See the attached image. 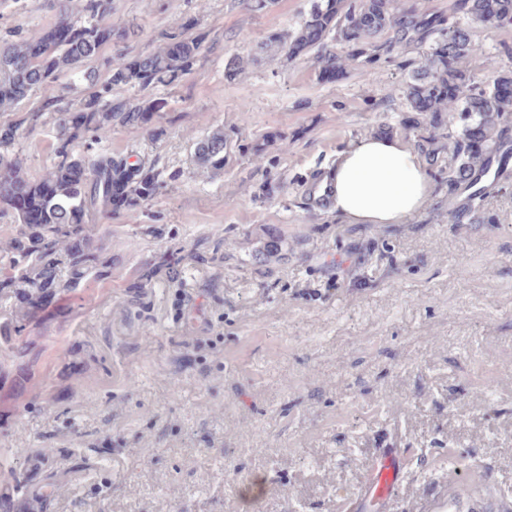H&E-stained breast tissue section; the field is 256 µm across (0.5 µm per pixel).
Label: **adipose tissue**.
I'll list each match as a JSON object with an SVG mask.
<instances>
[{
  "instance_id": "ef3b65f1",
  "label": "adipose tissue",
  "mask_w": 512,
  "mask_h": 512,
  "mask_svg": "<svg viewBox=\"0 0 512 512\" xmlns=\"http://www.w3.org/2000/svg\"><path fill=\"white\" fill-rule=\"evenodd\" d=\"M330 210L346 224H401L425 210L434 186L420 153L404 140L366 137L337 154Z\"/></svg>"
}]
</instances>
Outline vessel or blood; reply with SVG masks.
Here are the masks:
<instances>
[{
  "label": "vessel or blood",
  "instance_id": "1",
  "mask_svg": "<svg viewBox=\"0 0 512 512\" xmlns=\"http://www.w3.org/2000/svg\"><path fill=\"white\" fill-rule=\"evenodd\" d=\"M308 193L316 209L331 203L325 175L313 178ZM407 476L404 454L395 448L380 449L359 486L343 497L341 512H512V499L491 487L472 486L459 472L438 481L431 497L404 501L399 493Z\"/></svg>",
  "mask_w": 512,
  "mask_h": 512
}]
</instances>
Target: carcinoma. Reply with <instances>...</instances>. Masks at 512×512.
I'll use <instances>...</instances> for the list:
<instances>
[{
	"mask_svg": "<svg viewBox=\"0 0 512 512\" xmlns=\"http://www.w3.org/2000/svg\"><path fill=\"white\" fill-rule=\"evenodd\" d=\"M457 9L494 28L512 25V0H458ZM110 15L112 0H82L78 13L64 8L54 26L0 45V111L12 110L50 80L77 76L83 62L116 35L100 26ZM331 35L341 51L327 48ZM167 39L160 53L134 60L121 53L112 56L109 77L96 97L75 112L58 113L55 159L40 178L29 179L18 163L0 154V204L13 210L20 223L0 266V392L7 380L13 388L25 384L17 361L36 362L34 331L40 328L41 313L96 278L101 236L93 218L132 216L172 179L110 152L73 151L85 135L98 141L114 124L141 129L152 117L167 115L164 97L134 105L112 96L117 87L151 92L178 84L200 54L202 40L182 34ZM273 42L290 59L317 51L322 82L355 66L393 63L407 47L423 50L422 60L399 86L408 104L400 126L413 134L432 167L441 149H448L455 162L448 168V191H468L454 221L484 208L485 196L476 185L497 153L501 124L512 114V68L476 80L462 63L482 55L484 48L461 19L401 8L395 0H311L299 27ZM20 137L19 124L0 126V150ZM227 149L224 129L214 130L196 145L199 167L223 169ZM28 496L26 470L8 465L0 481V512H16V503Z\"/></svg>",
	"mask_w": 512,
	"mask_h": 512,
	"instance_id": "carcinoma-1",
	"label": "carcinoma"
}]
</instances>
